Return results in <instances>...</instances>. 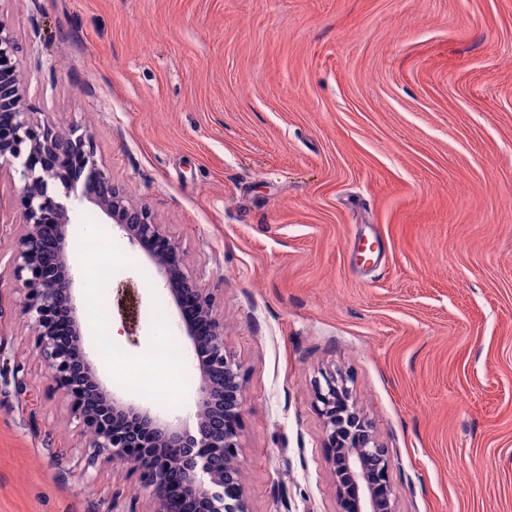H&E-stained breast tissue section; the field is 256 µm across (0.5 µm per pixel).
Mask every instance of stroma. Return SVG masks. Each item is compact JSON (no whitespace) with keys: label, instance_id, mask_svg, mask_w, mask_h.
<instances>
[{"label":"stroma","instance_id":"1","mask_svg":"<svg viewBox=\"0 0 512 512\" xmlns=\"http://www.w3.org/2000/svg\"><path fill=\"white\" fill-rule=\"evenodd\" d=\"M37 109L81 125L185 267L217 290L244 369L251 512H336L314 403L323 374L392 460L397 512H512V0H0ZM17 170L0 171V512H148L90 464L18 315ZM116 269L108 390L159 405L169 292L98 209ZM378 236L381 264L354 243Z\"/></svg>","mask_w":512,"mask_h":512}]
</instances>
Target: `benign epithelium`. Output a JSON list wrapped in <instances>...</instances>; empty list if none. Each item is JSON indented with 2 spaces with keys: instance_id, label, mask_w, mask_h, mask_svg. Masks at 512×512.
Segmentation results:
<instances>
[{
  "instance_id": "obj_1",
  "label": "benign epithelium",
  "mask_w": 512,
  "mask_h": 512,
  "mask_svg": "<svg viewBox=\"0 0 512 512\" xmlns=\"http://www.w3.org/2000/svg\"><path fill=\"white\" fill-rule=\"evenodd\" d=\"M18 53L13 28L0 16V168L17 161L21 167L20 230L10 264L21 295L19 315L46 363L51 391L69 401L95 454L137 477L151 498L150 512H251L239 479L244 371L227 353L214 289L174 261L178 248L152 211L132 202L98 166L90 131L60 127L46 112L35 117L27 82L19 78ZM81 175L86 188L79 193ZM86 201L130 244L162 242L150 253L151 262L175 301L188 294L195 302L199 325L184 323V335L206 357L199 361L194 433L138 405L107 398L86 358L67 243L72 203ZM348 381L329 373L314 390L336 512H397L390 456L352 400ZM231 484L236 490L229 499L225 491Z\"/></svg>"
}]
</instances>
